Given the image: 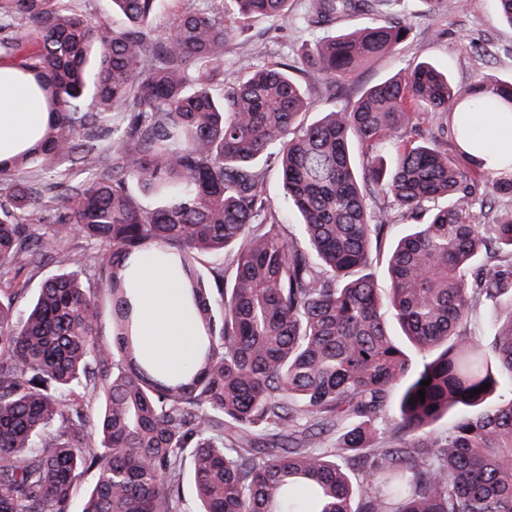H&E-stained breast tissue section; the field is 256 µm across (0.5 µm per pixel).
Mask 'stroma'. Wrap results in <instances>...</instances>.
I'll use <instances>...</instances> for the list:
<instances>
[{"mask_svg":"<svg viewBox=\"0 0 512 512\" xmlns=\"http://www.w3.org/2000/svg\"><path fill=\"white\" fill-rule=\"evenodd\" d=\"M307 4L308 0H292L287 16L249 23L242 36L224 45V75L229 80L257 66L283 62L296 66L295 76L310 101L306 122H315L321 113L352 104L366 88L425 58L447 68L453 85L462 92L481 78L512 79V26L500 21L497 0H435L425 13L420 12L418 0H383L378 19L410 20V48L378 57L357 77L336 85L298 68L304 45L321 36L320 31L302 24ZM95 249L91 241L73 237L66 253L28 275L27 290L17 302L18 310H25L48 277L68 266L70 254Z\"/></svg>","mask_w":512,"mask_h":512,"instance_id":"1","label":"stroma"}]
</instances>
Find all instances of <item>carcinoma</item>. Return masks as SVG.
<instances>
[{
    "label": "carcinoma",
    "mask_w": 512,
    "mask_h": 512,
    "mask_svg": "<svg viewBox=\"0 0 512 512\" xmlns=\"http://www.w3.org/2000/svg\"><path fill=\"white\" fill-rule=\"evenodd\" d=\"M68 2L0 0V61L51 114L33 148L0 163V512H73L91 469L81 512H512V212L486 216L492 197H512V159L505 175L462 148L480 145L473 103L511 111L512 80L458 98L422 60L304 125L288 65L224 78L239 34L226 17L284 16L289 0L187 6L164 36L158 0H110L123 28ZM377 2L308 0L303 24L325 35L300 64L336 84L407 47L410 22L374 18ZM354 15L369 21L336 32ZM455 100L462 165L418 125ZM263 159L280 168L294 228L267 198ZM50 210L60 229L46 233ZM71 233L98 251L16 317L22 276ZM387 240L382 290L369 267ZM147 248L179 260L196 312V365L180 377L137 344L127 260ZM203 254L224 259L209 279ZM486 306L491 336L472 330Z\"/></svg>",
    "instance_id": "1"
}]
</instances>
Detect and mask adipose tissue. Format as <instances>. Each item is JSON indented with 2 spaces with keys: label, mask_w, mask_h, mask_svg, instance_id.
<instances>
[{
  "label": "adipose tissue",
  "mask_w": 512,
  "mask_h": 512,
  "mask_svg": "<svg viewBox=\"0 0 512 512\" xmlns=\"http://www.w3.org/2000/svg\"><path fill=\"white\" fill-rule=\"evenodd\" d=\"M49 119L46 102L35 92L31 78L15 69L0 67V162H10L31 148ZM471 121L499 139V146L485 145L474 157L483 169L500 168L512 156V113H472ZM130 295L139 311L137 336L140 350L165 371L176 374L192 361L196 349L195 313L185 290V276L178 264L160 262L155 251L132 260Z\"/></svg>",
  "instance_id": "adipose-tissue-1"
}]
</instances>
